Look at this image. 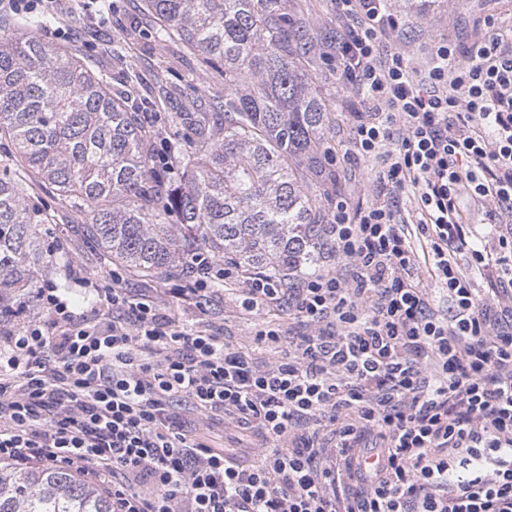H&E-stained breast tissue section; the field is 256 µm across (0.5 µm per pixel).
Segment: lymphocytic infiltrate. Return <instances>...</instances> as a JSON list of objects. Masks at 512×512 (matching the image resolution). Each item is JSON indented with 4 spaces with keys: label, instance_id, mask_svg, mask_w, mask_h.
<instances>
[{
    "label": "lymphocytic infiltrate",
    "instance_id": "f902f5d3",
    "mask_svg": "<svg viewBox=\"0 0 512 512\" xmlns=\"http://www.w3.org/2000/svg\"><path fill=\"white\" fill-rule=\"evenodd\" d=\"M335 3L352 23L336 70L368 106L349 153L383 160L375 202L337 200L339 263L296 286L201 251L187 289L203 311L241 281L245 311L287 308L298 333L257 330L260 366L127 296L121 272L98 328L42 285L40 315L0 339V457L76 470L112 512H512V27L487 16L474 42L435 40L420 80L380 50L401 26L387 0ZM465 197L492 246H475ZM183 402L245 425L248 447L183 430Z\"/></svg>",
    "mask_w": 512,
    "mask_h": 512
}]
</instances>
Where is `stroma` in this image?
<instances>
[{"label":"stroma","mask_w":512,"mask_h":512,"mask_svg":"<svg viewBox=\"0 0 512 512\" xmlns=\"http://www.w3.org/2000/svg\"><path fill=\"white\" fill-rule=\"evenodd\" d=\"M139 3L140 0H112L111 8L100 14L95 9L84 8L81 0H74L70 15L55 16L49 28L39 29L38 34L84 58L111 88L123 91L138 102L142 111L159 113V136L165 139L171 134L167 121L171 112L192 102L223 100L224 74L219 69L197 71L195 62L157 42L153 29L139 19ZM288 13L292 19L302 21L314 36L311 75L333 119L326 138L332 147L331 170L336 176V195L324 201L323 210L331 212L340 198L354 206L370 204L379 161L354 163L344 156L349 142L350 115L364 111L365 106L338 81L336 62L330 57L340 29L335 0H288ZM480 15L512 16V0H444L440 7L424 15L402 16V29L383 37V50L402 53L417 78H424L432 64L434 39L441 36L466 41L475 38L473 20ZM118 44L124 47V55L113 54L112 48ZM160 80L176 87L174 99L167 102L158 99L153 88ZM55 215L59 222L51 244L56 260L44 269L42 278L59 285L61 298L76 310L91 313L96 300L91 287L95 284L109 286L111 270L99 264L94 248L84 238L81 222L64 220L60 209H56ZM176 285L173 279L148 280L129 273L122 283L129 295H151L174 319L202 326L222 336L230 348L257 361H267L268 356L255 342L254 334L265 325H287V312L275 307L243 312L240 307L242 284L230 280L215 291L209 312L203 315L192 300L173 297Z\"/></svg>","instance_id":"stroma-1"}]
</instances>
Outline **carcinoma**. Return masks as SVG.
Listing matches in <instances>:
<instances>
[{
    "mask_svg": "<svg viewBox=\"0 0 512 512\" xmlns=\"http://www.w3.org/2000/svg\"><path fill=\"white\" fill-rule=\"evenodd\" d=\"M439 0H403L424 15ZM160 42L199 67L224 64V110L173 113V164L151 165L158 129L76 55L19 17L0 28V331L17 329L49 265V211L29 181L84 221L103 263L145 278L186 279L205 250L276 277L304 272L324 250L314 188L332 122L306 69L308 30L288 0H141ZM0 512H112V500L68 469H21L0 459Z\"/></svg>",
    "mask_w": 512,
    "mask_h": 512,
    "instance_id": "obj_1",
    "label": "carcinoma"
}]
</instances>
